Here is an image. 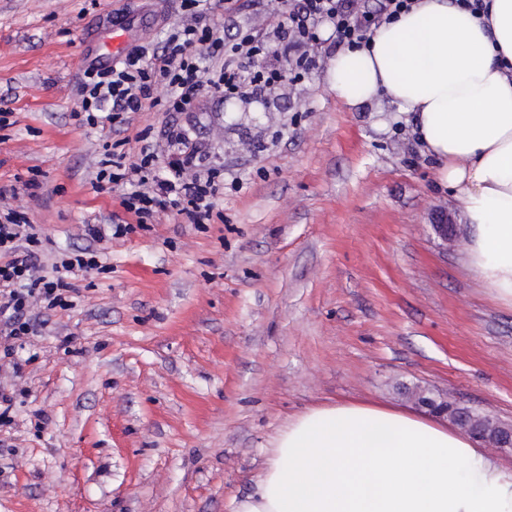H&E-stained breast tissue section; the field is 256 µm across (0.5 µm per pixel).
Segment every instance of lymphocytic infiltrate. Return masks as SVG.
Segmentation results:
<instances>
[{"label": "lymphocytic infiltrate", "mask_w": 512, "mask_h": 512, "mask_svg": "<svg viewBox=\"0 0 512 512\" xmlns=\"http://www.w3.org/2000/svg\"><path fill=\"white\" fill-rule=\"evenodd\" d=\"M201 2L182 0L187 18L174 28L162 50L142 46L112 66L88 70L80 90L87 124L104 119L111 126H122L129 123L130 113L149 105L183 112L204 89L228 99L261 97L283 80L304 79L313 64L312 52L320 44L319 26L332 28L337 45L359 47L368 44L375 27L396 20L415 0H378L373 9L366 0H297V8L273 16L265 31L239 30L230 44L204 23ZM277 41L295 53L288 67L269 61ZM203 56L218 60V67L201 69ZM158 86L166 88L165 98L154 97ZM164 135L179 147L164 164L150 149H142L133 159L104 144L95 187L136 180L137 191L122 197L121 205L140 225L168 211L189 224L211 223L219 172L198 170L197 151L182 132L170 126ZM41 244L24 214L0 209V353L12 359L17 373L22 365L14 359L16 345L34 333L29 312L73 308L66 275L100 267L96 251L86 248L61 255L53 264V275H46L39 264Z\"/></svg>", "instance_id": "1"}]
</instances>
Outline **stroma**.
<instances>
[{
  "label": "stroma",
  "instance_id": "stroma-1",
  "mask_svg": "<svg viewBox=\"0 0 512 512\" xmlns=\"http://www.w3.org/2000/svg\"><path fill=\"white\" fill-rule=\"evenodd\" d=\"M240 5L232 27L211 2L225 42L283 8ZM180 18V0H0V202L42 235L44 266L89 245L86 225L135 221L122 188L93 185L103 139L134 156L148 133L164 157L174 124L240 185L211 224L165 213L98 242L107 272L70 275L77 307L19 351L22 378L0 369V512H233L289 418L403 406L400 382L512 424V309L468 273L466 235L433 234V210L460 205L411 126L330 90L329 29L307 77L263 98L205 90L124 129L84 124L77 89L113 34L159 48Z\"/></svg>",
  "mask_w": 512,
  "mask_h": 512
}]
</instances>
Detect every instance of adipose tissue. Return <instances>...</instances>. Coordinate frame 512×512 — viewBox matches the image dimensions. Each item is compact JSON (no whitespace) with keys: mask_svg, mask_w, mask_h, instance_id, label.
Listing matches in <instances>:
<instances>
[{"mask_svg":"<svg viewBox=\"0 0 512 512\" xmlns=\"http://www.w3.org/2000/svg\"><path fill=\"white\" fill-rule=\"evenodd\" d=\"M329 86L353 107L388 98L412 125L460 203L466 269L512 306V0L485 17L416 0L339 50ZM235 512H512V461L425 411L321 404L279 431Z\"/></svg>","mask_w":512,"mask_h":512,"instance_id":"ef3b65f1","label":"adipose tissue"}]
</instances>
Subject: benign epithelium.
Instances as JSON below:
<instances>
[{
    "instance_id": "benign-epithelium-1",
    "label": "benign epithelium",
    "mask_w": 512,
    "mask_h": 512,
    "mask_svg": "<svg viewBox=\"0 0 512 512\" xmlns=\"http://www.w3.org/2000/svg\"><path fill=\"white\" fill-rule=\"evenodd\" d=\"M434 233L443 241L452 235L453 222L446 213H439ZM403 395L416 407L447 417L451 423L480 442L484 448H512V426L442 394L419 386L402 388Z\"/></svg>"
}]
</instances>
